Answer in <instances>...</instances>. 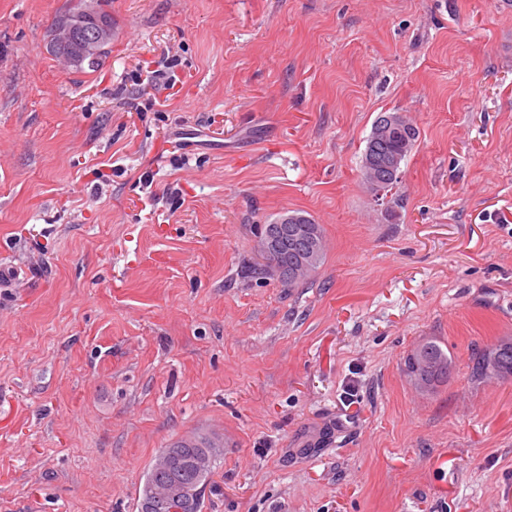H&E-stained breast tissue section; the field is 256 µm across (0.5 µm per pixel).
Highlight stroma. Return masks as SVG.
I'll return each instance as SVG.
<instances>
[{
    "mask_svg": "<svg viewBox=\"0 0 512 512\" xmlns=\"http://www.w3.org/2000/svg\"><path fill=\"white\" fill-rule=\"evenodd\" d=\"M70 5L0 0V512H137L197 434L203 512H512V380L468 368L512 336V0H110L92 70L47 49ZM295 211L313 279L243 277ZM385 115H387V112L380 113L373 122L371 132L366 139V146L361 161V171L364 181L372 191L374 190L378 194L380 190H383L387 195V193L400 184L401 177L387 182L382 178L385 173H381L370 161V157L374 154L373 146H376V154L378 156L389 153L393 160L396 161L397 170L401 174L402 163L415 147L419 131L407 120L406 123L398 126V134L395 138L384 144L375 143L374 137L377 124L382 121ZM428 348V355L433 359V363L427 369L418 368L413 369V359L416 356L415 351H411L405 360V372L412 380L416 382V378L422 375L426 376L427 380L431 383V387H438L439 384L447 382L454 369V362L451 355H448V349H444L440 344L441 342L430 338L425 341ZM224 447L223 439L215 436H193L189 438H181L171 442L166 448H161L155 455L152 463L150 464L146 474L145 480L141 487L140 494L137 501L138 512H144V506L146 501H153V507L150 508L149 512H169L167 508L159 503L158 500L153 498V490L156 484L162 485L163 477L159 476V473L155 471V461L159 456L178 457L184 463V467L181 472L176 475L182 481L192 484V487H196L198 492L193 498L192 507L188 510L189 512H201L203 508V489L210 484L211 477L215 471L217 460L222 455L221 448ZM202 453H209L211 460L208 468L202 472H199L195 467H203L208 463V458L197 459L192 461L201 455ZM169 478V475H165ZM180 480L169 478L165 484V490L162 497L167 500L169 510L171 512H184L182 505L187 502L189 498L190 489L189 485H186Z\"/></svg>",
    "mask_w": 512,
    "mask_h": 512,
    "instance_id": "1",
    "label": "stroma"
}]
</instances>
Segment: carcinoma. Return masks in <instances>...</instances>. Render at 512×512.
<instances>
[{"mask_svg": "<svg viewBox=\"0 0 512 512\" xmlns=\"http://www.w3.org/2000/svg\"><path fill=\"white\" fill-rule=\"evenodd\" d=\"M107 3L108 0H75L73 6L57 20V24H68L79 17H88L97 22L103 21L110 28L112 27V14L107 10ZM111 44L112 39L110 38L96 44L92 43L89 27L85 26L77 28L72 40L66 44L52 42L51 52L55 56L63 54L71 56L75 61L74 67L76 68L81 69L85 66L95 68L103 58L107 57ZM418 136V129L410 122L398 126L397 136L383 144L375 143V132H370L361 161L362 175L370 189L389 193L401 182L399 178L384 180L383 173L373 165L370 157L375 153L378 155L388 153L400 168L415 147ZM323 255L324 249L322 248L314 253L309 268L300 275L295 274L293 270L295 255L290 251L284 250L271 257L264 255L262 256L264 263L254 269V273L263 278H272L281 287L291 291L302 287L307 278L316 272L322 263ZM426 347L433 363L426 369H413V359L416 353L412 351L406 357L405 372L412 379L422 375L426 376L431 387L434 388L448 381L454 369V362L448 355V350L440 345V341L430 338L426 340ZM470 378L474 382L512 378V337L502 338L495 347L489 350H474L470 357ZM223 447V440L218 437L193 436L173 441L158 451L160 456L171 455L184 462V467L181 472L177 473V477L197 488V494L193 498L189 512H202L203 489L210 484ZM203 453L210 454L211 460L208 468L200 472L194 467L192 461ZM161 483H163V477L155 471V464H150L138 496V512H143L147 501L153 502L150 512H168V509L159 501L153 499L154 487Z\"/></svg>", "mask_w": 512, "mask_h": 512, "instance_id": "cac0c4a2", "label": "carcinoma"}]
</instances>
